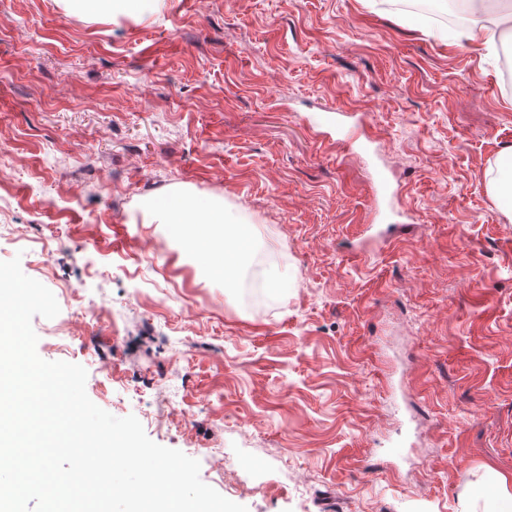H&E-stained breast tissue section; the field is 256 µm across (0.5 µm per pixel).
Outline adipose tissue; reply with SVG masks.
Returning a JSON list of instances; mask_svg holds the SVG:
<instances>
[{"mask_svg": "<svg viewBox=\"0 0 512 512\" xmlns=\"http://www.w3.org/2000/svg\"><path fill=\"white\" fill-rule=\"evenodd\" d=\"M67 12L93 18L136 16L150 11L156 0H62ZM152 224L166 225L181 250L209 256L213 277L232 283L252 241V230L237 224L221 203L203 202L183 192L153 198L144 211Z\"/></svg>", "mask_w": 512, "mask_h": 512, "instance_id": "ef3b65f1", "label": "adipose tissue"}]
</instances>
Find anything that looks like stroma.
Masks as SVG:
<instances>
[{
	"instance_id": "35a3bbf8",
	"label": "stroma",
	"mask_w": 512,
	"mask_h": 512,
	"mask_svg": "<svg viewBox=\"0 0 512 512\" xmlns=\"http://www.w3.org/2000/svg\"><path fill=\"white\" fill-rule=\"evenodd\" d=\"M385 2L0 0V261L60 306L37 353L248 512H460L512 476V220L487 184L512 90L499 50ZM175 190L255 230L286 275L268 303L144 223ZM158 0H62L64 9L93 18L136 16L150 11Z\"/></svg>"
}]
</instances>
